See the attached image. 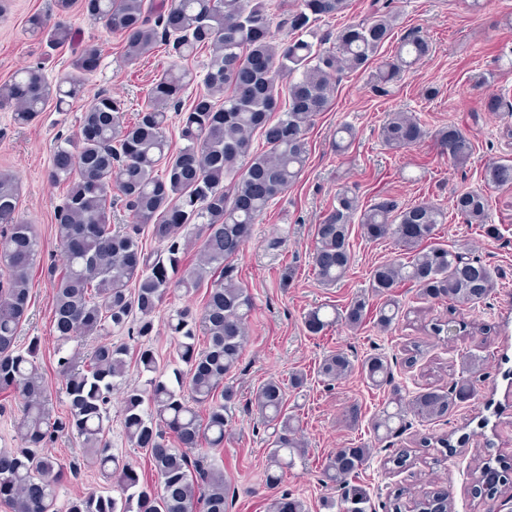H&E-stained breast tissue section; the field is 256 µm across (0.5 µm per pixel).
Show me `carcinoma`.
Instances as JSON below:
<instances>
[{
    "instance_id": "obj_1",
    "label": "carcinoma",
    "mask_w": 512,
    "mask_h": 512,
    "mask_svg": "<svg viewBox=\"0 0 512 512\" xmlns=\"http://www.w3.org/2000/svg\"><path fill=\"white\" fill-rule=\"evenodd\" d=\"M347 0H299L288 10V31L298 35L283 46L273 41L272 12L265 0H80L81 12L103 22L119 35L128 63L164 45L175 61L151 82L146 100L132 123L120 125L123 103L106 91L93 95L82 113L78 131L57 143L47 179L67 187L56 213V238L61 270L51 269L54 281L52 332L57 341V370L65 381L68 410L54 415L48 407L47 381L39 364L40 340L27 348L18 344L20 326L30 308V275L39 241L33 225L19 219L18 179L0 172V390L21 399L16 422L20 447L0 448V503L12 512H228V493L221 470L197 448L224 447L231 409L238 397L224 379L242 360L245 326L253 299L225 272L252 237L257 219L296 182L304 170L309 148L306 133L314 117L325 110L333 83L343 68L363 70L392 38L394 15L384 0H372L369 17L336 30L332 46L322 47L314 25L337 17ZM34 32L52 46L74 40L63 20L34 15ZM210 60L201 80L204 90L185 104L184 93L197 75L187 63L203 49ZM429 43L413 32L403 37L396 53L382 60L371 79L376 85L396 81L401 73L428 55ZM101 50L87 44L74 56L71 71L47 79L40 67L26 66L0 83V108H11L20 125L33 122L53 103L59 110L86 95L84 78L99 67ZM180 120L183 146L174 150L166 135L169 113ZM265 150L253 149V137ZM381 140L399 151L425 136L421 122L394 112L381 128ZM450 163L462 168L473 146L457 128L439 134ZM485 179L512 188V163H493ZM117 190L131 216L129 224L110 221L112 190ZM452 210L468 224H485L488 199L479 191L457 193ZM358 220L370 240L393 239L402 257L376 265L370 275L372 291L386 297L377 313L382 327L402 313L393 288L410 283L428 298L446 297L460 304L487 298L497 283L492 271L465 254L428 246L448 211L432 204L401 209L389 198L368 207L343 189L336 203L316 225L312 257L316 279L336 285L352 260L351 223ZM193 226L202 242L205 263L174 278L183 248L179 231ZM149 229L163 246L166 258L143 250L140 235ZM213 281L201 314L188 305L171 314L167 328L175 339L168 376L153 346L154 314L163 299L179 292L191 296L205 277ZM368 302L358 297L342 312L327 315L316 308L305 326L319 334L338 321L355 329ZM128 330L135 346L109 339L114 330ZM77 336L96 339L86 358L64 349ZM144 379L126 383L130 367ZM349 355H326L318 375L338 382L351 375ZM361 372L373 383L384 381L389 365L381 355L370 356ZM121 393V416L129 442L148 454L157 473L155 486L141 481L135 467L120 463L107 437L108 405ZM475 395L468 379L444 392H421L409 402L395 398L393 410L383 409L374 432L390 435L407 413L422 419L448 416L461 399ZM262 421L271 426L266 482L280 484L295 458L304 455L293 416L285 410L281 383L270 379L254 395ZM208 408L202 416L200 408ZM70 433L86 449L85 460L116 479L122 497L90 492L57 506V487L77 470L46 452L57 434ZM360 445L339 448L327 457L325 481L343 490L339 502L326 508L364 512L363 490L351 484L371 456ZM272 512H305L303 502L284 492Z\"/></svg>"
}]
</instances>
